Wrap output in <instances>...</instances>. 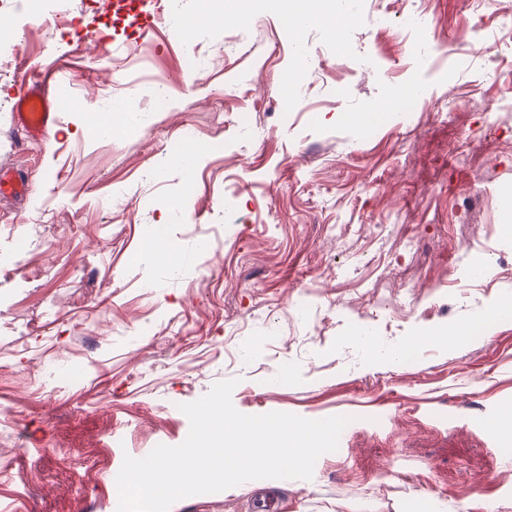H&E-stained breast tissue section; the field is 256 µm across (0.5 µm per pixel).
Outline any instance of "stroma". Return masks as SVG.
Masks as SVG:
<instances>
[{"instance_id": "stroma-1", "label": "stroma", "mask_w": 512, "mask_h": 512, "mask_svg": "<svg viewBox=\"0 0 512 512\" xmlns=\"http://www.w3.org/2000/svg\"><path fill=\"white\" fill-rule=\"evenodd\" d=\"M153 31L107 0H0V512H117L125 455L181 444L184 403L233 379L234 407L350 416L311 479L250 480L169 512H512V0H332L344 51L280 0H162ZM419 14L440 51L407 55ZM205 17L181 35L183 17ZM57 62V123L17 138L18 88ZM322 71L286 109L278 77ZM411 114L346 122L399 87ZM144 120L100 134L80 105ZM204 152L168 164L174 144ZM166 224L175 261L142 256ZM485 332L389 355L422 331ZM288 7L284 12V19L288 23V28L294 29L297 32H300L303 24L309 19L311 21H321L324 20L323 16L318 13H310L304 12L301 9L300 2L301 0H289Z\"/></svg>"}]
</instances>
